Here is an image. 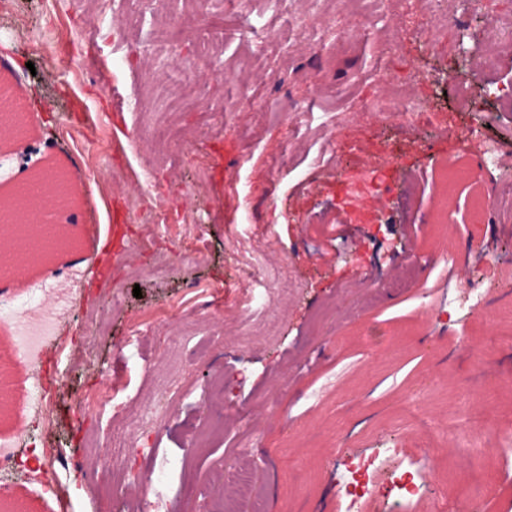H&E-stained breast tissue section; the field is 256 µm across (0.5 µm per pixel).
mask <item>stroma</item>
Segmentation results:
<instances>
[{
  "label": "stroma",
  "mask_w": 512,
  "mask_h": 512,
  "mask_svg": "<svg viewBox=\"0 0 512 512\" xmlns=\"http://www.w3.org/2000/svg\"><path fill=\"white\" fill-rule=\"evenodd\" d=\"M127 0H13L0 11V79L28 104L25 135H0V191L39 165L66 175L75 244L0 285V381L21 410L0 414L8 501L27 512H220V477L249 461L265 512H345L348 453L399 448L447 487L453 512H512V481L489 448L512 432V219L468 231L447 207L446 247L405 259V230L436 208L431 166L440 129L494 140L512 155V39L496 70L455 45L486 43L512 0H420L385 13L398 45L374 30L342 38L340 0H144L139 25L113 23ZM176 41L160 54L159 39ZM214 41L207 91L188 69ZM382 70L386 85L374 80ZM465 86L477 112L456 108ZM407 86L420 112L382 109ZM181 111L154 121L163 101ZM385 171V209L349 207L345 175ZM416 172L412 184L387 162ZM122 228L140 253L100 255ZM479 290L458 311L445 254ZM402 264L392 275L393 264ZM370 287H359L360 278ZM55 409L38 419L42 396ZM136 426L139 452L121 432ZM455 444L442 447L445 436ZM59 448L46 492L26 446ZM113 466L93 468L100 444ZM153 480L134 500L123 471Z\"/></svg>",
  "instance_id": "1"
}]
</instances>
